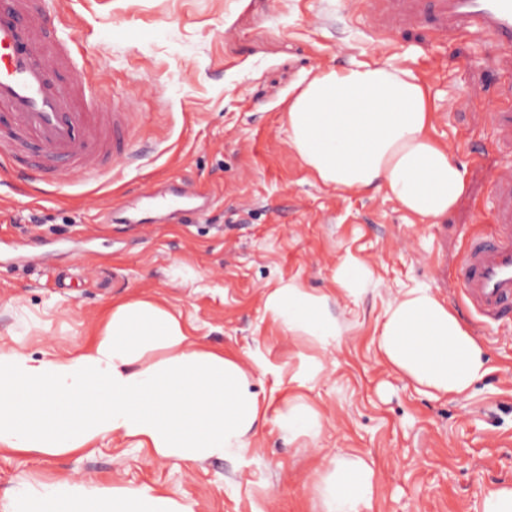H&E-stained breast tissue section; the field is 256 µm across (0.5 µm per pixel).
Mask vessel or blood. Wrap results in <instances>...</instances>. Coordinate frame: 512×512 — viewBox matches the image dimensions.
<instances>
[{"label": "vessel or blood", "instance_id": "b4317fda", "mask_svg": "<svg viewBox=\"0 0 512 512\" xmlns=\"http://www.w3.org/2000/svg\"><path fill=\"white\" fill-rule=\"evenodd\" d=\"M435 2L441 28L471 36L493 35L512 47V0H365L367 10L385 9L405 25ZM58 0H0V112L9 118L11 137H0V161L28 143L40 160L30 178L39 194L77 183L103 188L115 172L109 159L131 160L135 147L129 105L103 112L100 73L74 49L71 29L58 25ZM79 71L63 85L59 73ZM461 299L488 324L512 320V224L494 237L473 235L459 269Z\"/></svg>", "mask_w": 512, "mask_h": 512}]
</instances>
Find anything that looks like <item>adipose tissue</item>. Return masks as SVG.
I'll use <instances>...</instances> for the list:
<instances>
[{
  "instance_id": "adipose-tissue-1",
  "label": "adipose tissue",
  "mask_w": 512,
  "mask_h": 512,
  "mask_svg": "<svg viewBox=\"0 0 512 512\" xmlns=\"http://www.w3.org/2000/svg\"><path fill=\"white\" fill-rule=\"evenodd\" d=\"M288 144L325 186L344 192L386 189L402 208L436 219L466 190L461 167L431 131L426 88L386 63L309 72L286 109ZM328 294L291 279L267 289L264 311L290 336L320 348L342 328ZM378 349L419 393L461 396L486 377L479 341L432 288L399 292L387 303ZM261 359L199 348L180 319L149 297L114 303L93 345L34 357L0 349V447L58 456L98 439H135L163 459L187 465L243 457L267 407L254 388ZM281 436H317L322 416L306 398L282 399ZM377 483L372 462H329L315 486L319 512H361ZM8 512H197L193 502L147 486H103L64 479L22 484Z\"/></svg>"
}]
</instances>
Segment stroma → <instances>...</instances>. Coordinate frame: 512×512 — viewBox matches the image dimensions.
Masks as SVG:
<instances>
[{"label":"stroma","mask_w":512,"mask_h":512,"mask_svg":"<svg viewBox=\"0 0 512 512\" xmlns=\"http://www.w3.org/2000/svg\"><path fill=\"white\" fill-rule=\"evenodd\" d=\"M75 38L105 84L136 100L140 160L99 192L40 196L26 171L0 179V346L37 356L93 341L117 301L143 295L179 313L204 347L256 374L261 397L300 394L309 357L326 367L308 395L323 415L305 447L263 422L244 458L186 466L133 441L107 438L82 453L0 451V512L20 481L81 478L150 486L191 499L197 512H316L313 488L330 457L372 461L366 512H481L483 493L512 487V330L486 325L458 293L473 231L494 235L512 208L499 182L512 164V56L491 38L438 37L430 19L387 31L359 0H63ZM387 62L429 90L433 138L461 166L465 194L436 221L385 191L345 193L317 181L288 146L285 105L311 70ZM207 197L186 224L154 212L151 186L181 182ZM372 271L368 290L339 293L345 256ZM295 278L332 294L342 334L322 350L281 331L262 292ZM424 285L486 346L491 372L463 396L430 397L377 349L387 301Z\"/></svg>","instance_id":"1"}]
</instances>
